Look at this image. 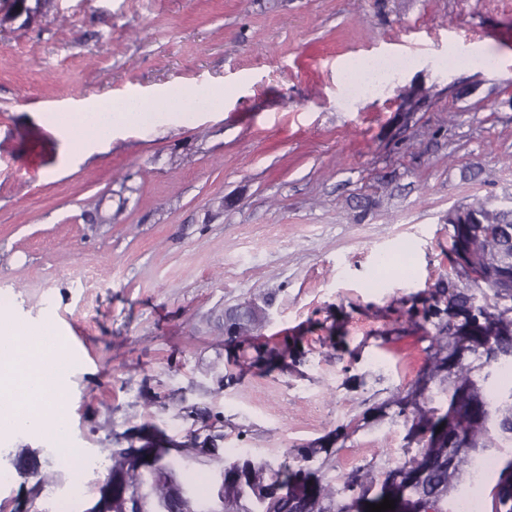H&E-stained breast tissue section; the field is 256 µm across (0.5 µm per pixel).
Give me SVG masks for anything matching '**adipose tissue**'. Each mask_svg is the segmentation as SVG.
Masks as SVG:
<instances>
[{"label": "adipose tissue", "mask_w": 512, "mask_h": 512, "mask_svg": "<svg viewBox=\"0 0 512 512\" xmlns=\"http://www.w3.org/2000/svg\"><path fill=\"white\" fill-rule=\"evenodd\" d=\"M0 340V440L17 435L49 438L59 458L71 451L68 414L61 404L67 372L49 368L61 354L60 339L48 325L4 322Z\"/></svg>", "instance_id": "obj_1"}]
</instances>
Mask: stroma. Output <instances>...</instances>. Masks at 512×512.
I'll return each instance as SVG.
<instances>
[{"mask_svg": "<svg viewBox=\"0 0 512 512\" xmlns=\"http://www.w3.org/2000/svg\"><path fill=\"white\" fill-rule=\"evenodd\" d=\"M0 314L52 323L81 356L71 441L94 462L170 449L218 512L225 449L316 472L336 504L419 458L459 371L448 295L495 305L448 260V211L512 196V0H0ZM395 61L375 90L355 65ZM221 92L195 112L168 93ZM139 120L93 138L99 95ZM265 316L229 338L246 303ZM495 472L512 440L477 438ZM183 448L191 457L180 456ZM22 458L38 461L19 473ZM0 512L69 476L43 439L0 443Z\"/></svg>", "mask_w": 512, "mask_h": 512, "instance_id": "35a3bbf8", "label": "stroma"}]
</instances>
